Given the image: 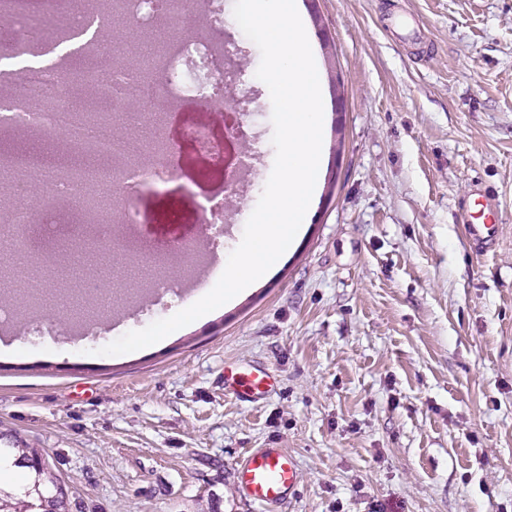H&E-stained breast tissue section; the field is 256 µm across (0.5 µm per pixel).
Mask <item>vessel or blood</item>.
Segmentation results:
<instances>
[{"label": "vessel or blood", "instance_id": "vessel-or-blood-1", "mask_svg": "<svg viewBox=\"0 0 512 512\" xmlns=\"http://www.w3.org/2000/svg\"><path fill=\"white\" fill-rule=\"evenodd\" d=\"M502 217L494 194L474 185L471 203L462 214L467 238L483 247L498 237ZM277 380L267 369L253 366H228L224 369V393L240 402L266 399ZM236 483L242 496L261 512H273L296 492L298 465L295 457L281 448H257L244 453L236 462Z\"/></svg>", "mask_w": 512, "mask_h": 512}]
</instances>
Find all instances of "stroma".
Returning <instances> with one entry per match:
<instances>
[{
	"mask_svg": "<svg viewBox=\"0 0 512 512\" xmlns=\"http://www.w3.org/2000/svg\"><path fill=\"white\" fill-rule=\"evenodd\" d=\"M330 47L300 17L319 79H343L345 110L324 104V161L300 232L265 277L160 342L99 348L177 312L144 305L151 267L177 284L193 251L169 258L192 224H155L124 278L128 318L88 305L100 334L14 295L0 356V448L45 449L82 512H258L232 468L255 448L298 461L294 496L275 512H512V0H319ZM226 34L256 109L261 153L226 214L215 285L272 171V103L257 45ZM495 194L497 242L474 250L457 216L472 182ZM46 324L48 336L26 329ZM276 374L269 398L224 394V366Z\"/></svg>",
	"mask_w": 512,
	"mask_h": 512,
	"instance_id": "stroma-1",
	"label": "stroma"
}]
</instances>
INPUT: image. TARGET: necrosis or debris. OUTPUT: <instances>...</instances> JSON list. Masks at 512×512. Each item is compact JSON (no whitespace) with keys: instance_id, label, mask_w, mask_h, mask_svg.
<instances>
[{"instance_id":"necrosis-or-debris-1","label":"necrosis or debris","mask_w":512,"mask_h":512,"mask_svg":"<svg viewBox=\"0 0 512 512\" xmlns=\"http://www.w3.org/2000/svg\"><path fill=\"white\" fill-rule=\"evenodd\" d=\"M122 12L143 38L165 33L152 58L109 56L102 33L114 12ZM66 36L95 28L93 41L80 51L83 67L62 56L58 42L32 40L29 15L17 0H0V55L39 59L36 67H20L0 76V126L12 134L36 132L64 145V152L25 155L0 144V200L8 199V223L22 231L18 252L34 253L30 232L59 222L97 226L95 237L107 241L112 225L139 227L151 223L141 206L146 191L169 185L181 187L186 207L196 224H220L224 205L245 185L253 167L255 150L238 147V164L227 169L210 161L214 144L208 126H201L197 152L207 159V178H191L175 156L178 145L161 132L150 145L143 144L136 127L110 126L100 102L107 93L91 88L90 75L109 72L122 89L118 106L137 113L140 122L160 120L189 111L194 101L225 111L224 84L236 79L238 50L224 37L232 19L224 0H55L42 15ZM80 90L84 111H73L65 98ZM111 175L122 195L121 205L91 215L84 198L88 173Z\"/></svg>"}]
</instances>
